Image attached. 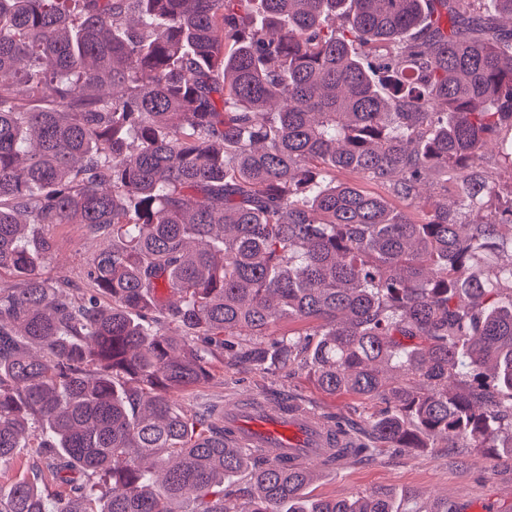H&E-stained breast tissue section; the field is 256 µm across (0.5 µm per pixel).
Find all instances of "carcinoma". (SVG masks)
Masks as SVG:
<instances>
[{"mask_svg":"<svg viewBox=\"0 0 512 512\" xmlns=\"http://www.w3.org/2000/svg\"><path fill=\"white\" fill-rule=\"evenodd\" d=\"M512 0H0V512H399L170 398L227 359L512 461ZM353 176L338 181L336 174ZM99 241L79 296L40 271ZM506 253L489 277L482 257ZM299 322L266 340L280 323ZM43 231L56 242L55 253L42 269L43 276L52 282L84 283V273L95 247L86 227L83 224H64L45 226ZM31 448H24L15 457V459L8 465L0 467V489L2 492H7L9 488L22 478H30L33 480L32 462L36 461L33 456Z\"/></svg>","mask_w":512,"mask_h":512,"instance_id":"1","label":"carcinoma"}]
</instances>
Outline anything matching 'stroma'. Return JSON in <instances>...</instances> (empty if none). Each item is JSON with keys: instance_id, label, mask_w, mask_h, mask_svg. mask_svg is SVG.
<instances>
[{"instance_id": "35a3bbf8", "label": "stroma", "mask_w": 512, "mask_h": 512, "mask_svg": "<svg viewBox=\"0 0 512 512\" xmlns=\"http://www.w3.org/2000/svg\"><path fill=\"white\" fill-rule=\"evenodd\" d=\"M56 250L42 274L52 282L82 283L95 243L81 224L46 227ZM240 394L268 402L292 397L324 413L362 421L377 404L350 396L329 398L315 387L308 369L292 366L269 375L242 365L215 363L209 380L177 400L192 407L205 403L223 408ZM377 489L409 490L421 500L444 498L450 512H512V464L475 448H382L374 459L354 462L342 471H320L311 495L344 498Z\"/></svg>"}]
</instances>
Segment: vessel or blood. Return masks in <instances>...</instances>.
<instances>
[{
    "instance_id": "1",
    "label": "vessel or blood",
    "mask_w": 512,
    "mask_h": 512,
    "mask_svg": "<svg viewBox=\"0 0 512 512\" xmlns=\"http://www.w3.org/2000/svg\"><path fill=\"white\" fill-rule=\"evenodd\" d=\"M224 426L235 440L264 448L270 461L306 465L335 460L344 465L356 438L331 428L317 413L300 407L283 409L256 397H240L224 412Z\"/></svg>"
}]
</instances>
